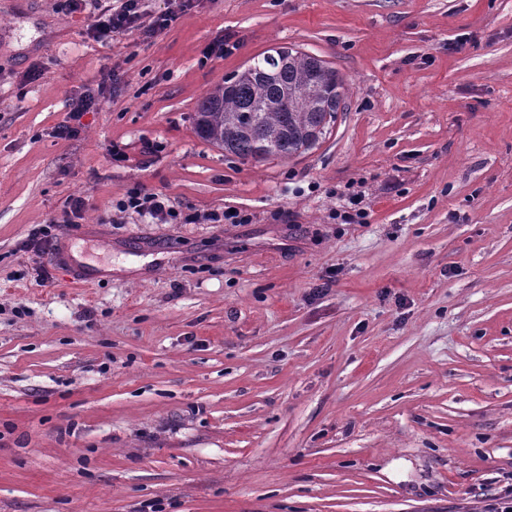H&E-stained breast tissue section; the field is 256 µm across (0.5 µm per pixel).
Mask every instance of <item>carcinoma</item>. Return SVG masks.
<instances>
[{"label": "carcinoma", "mask_w": 512, "mask_h": 512, "mask_svg": "<svg viewBox=\"0 0 512 512\" xmlns=\"http://www.w3.org/2000/svg\"><path fill=\"white\" fill-rule=\"evenodd\" d=\"M271 64L257 57L199 103L195 129L204 141L243 160L291 157L328 133L343 100V79L324 60L291 48Z\"/></svg>", "instance_id": "cac0c4a2"}]
</instances>
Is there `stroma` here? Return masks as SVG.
Returning <instances> with one entry per match:
<instances>
[{
  "instance_id": "obj_1",
  "label": "stroma",
  "mask_w": 512,
  "mask_h": 512,
  "mask_svg": "<svg viewBox=\"0 0 512 512\" xmlns=\"http://www.w3.org/2000/svg\"><path fill=\"white\" fill-rule=\"evenodd\" d=\"M94 8L0 0V512H485L512 488V0H196L106 43ZM279 47L343 78L326 138L200 139ZM140 187L251 221L119 212ZM343 196V205L341 212H337V218H341L344 224H362L366 217V208L364 205L365 195L361 191H352ZM199 221H207L209 223H225V224H247L250 222V218L241 215L239 212L231 213L230 211H224L222 214L211 212L204 214H188L183 218V224H196ZM55 223L41 224L32 229L26 238L21 242L20 249L26 252L46 253L49 250L53 239Z\"/></svg>"
}]
</instances>
